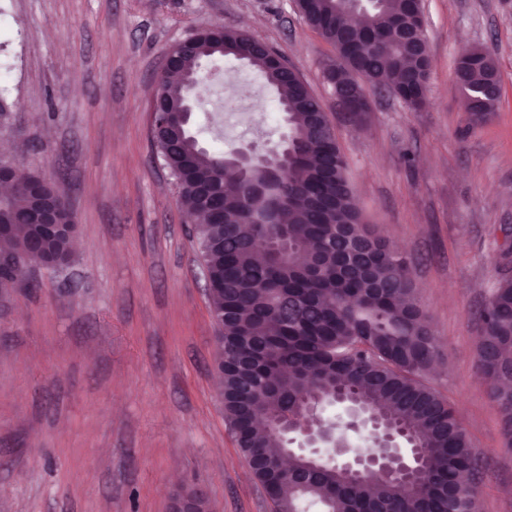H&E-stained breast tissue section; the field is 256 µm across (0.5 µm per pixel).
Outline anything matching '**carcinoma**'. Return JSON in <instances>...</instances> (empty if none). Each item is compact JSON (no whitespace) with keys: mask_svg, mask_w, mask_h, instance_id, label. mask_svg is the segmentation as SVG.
Instances as JSON below:
<instances>
[{"mask_svg":"<svg viewBox=\"0 0 512 512\" xmlns=\"http://www.w3.org/2000/svg\"><path fill=\"white\" fill-rule=\"evenodd\" d=\"M299 13L336 50L339 65L324 68L332 93L369 85L403 97L413 109L427 99L415 52L398 36L395 22L411 19L409 0H379L350 18L340 0H301ZM199 40L178 67L156 86L158 106H178L196 93L187 77L205 61L237 57L255 37L216 27ZM248 66L278 94L289 127L287 168L274 177L277 223L255 224L246 178L222 150H203L188 135L162 136L153 147L172 174L178 204L203 217L196 226L203 275L223 288L213 310L224 313L216 370L224 387V419L251 473L269 489L273 512H476L477 499L464 491L463 473L478 470L456 411L423 383L437 358V342L416 301L398 249L366 224L347 176V160L329 118L316 122L322 101L301 76H285L266 57L251 54ZM455 84L469 98L474 120L497 110V66L480 47L465 48L454 69ZM236 191H224L225 174ZM0 286L20 282L30 290L27 269L71 259V236H38L26 220L34 195L50 181L32 173L0 180ZM344 226L366 240L368 257L344 262L346 242L334 231ZM477 369L497 404L505 439L512 442V276L503 275L482 311ZM346 391L368 413L389 418L409 431L421 448L427 476L415 495L393 477L354 478L338 464L320 467L296 454L288 472L278 468L286 446L279 428L255 433L258 414L283 418L300 433L311 422L305 402H324Z\"/></svg>","mask_w":512,"mask_h":512,"instance_id":"carcinoma-1","label":"carcinoma"}]
</instances>
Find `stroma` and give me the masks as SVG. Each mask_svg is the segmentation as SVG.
I'll return each mask as SVG.
<instances>
[{"mask_svg": "<svg viewBox=\"0 0 512 512\" xmlns=\"http://www.w3.org/2000/svg\"><path fill=\"white\" fill-rule=\"evenodd\" d=\"M425 4L428 107L371 88L357 122L323 80L335 50L289 0H0V157L65 190L79 242L39 290L0 288V512H171L181 484L210 512H272L224 420L194 224L149 141L166 53L216 24L280 49L321 97L368 224L410 261L439 351L424 381L479 459L477 510L512 512V448L474 348L512 276V0ZM475 45L501 78L482 122L453 80ZM203 88V144L277 137L256 70L224 58Z\"/></svg>", "mask_w": 512, "mask_h": 512, "instance_id": "stroma-1", "label": "stroma"}]
</instances>
